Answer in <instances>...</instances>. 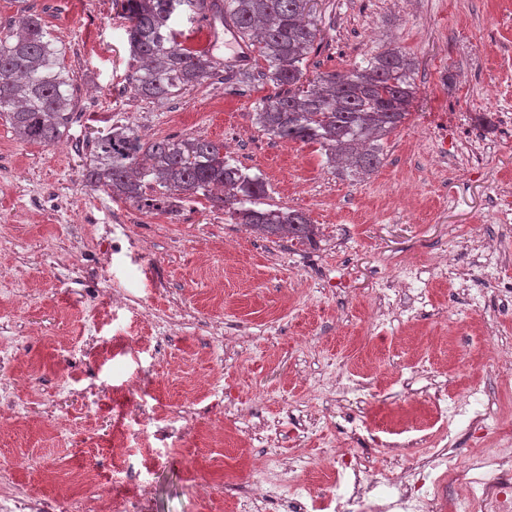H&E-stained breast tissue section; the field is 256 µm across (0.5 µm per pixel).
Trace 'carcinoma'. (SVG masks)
Instances as JSON below:
<instances>
[{
	"label": "carcinoma",
	"instance_id": "obj_1",
	"mask_svg": "<svg viewBox=\"0 0 512 512\" xmlns=\"http://www.w3.org/2000/svg\"><path fill=\"white\" fill-rule=\"evenodd\" d=\"M128 21L129 75L134 92L169 100L204 79L245 82L209 50L182 39L176 21L198 16L209 4L214 24L230 21L239 41L264 61L263 76L281 92L262 99L252 123L283 141L317 144L326 162L355 181L381 163L388 136L405 118L414 87L410 54L393 46L366 56L345 74L307 76L308 56L319 31L306 20V0H116ZM65 46L42 18L23 7L17 20L0 24V118L27 143L53 144L74 122V74ZM312 88L303 90L304 83ZM86 181L112 198L152 211H168L171 198L219 199L230 216L268 237L311 239L315 225L290 208H266V184L224 154V145L202 137L144 143L115 125L96 141Z\"/></svg>",
	"mask_w": 512,
	"mask_h": 512
}]
</instances>
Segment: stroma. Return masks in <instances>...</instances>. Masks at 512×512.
Listing matches in <instances>:
<instances>
[{"mask_svg": "<svg viewBox=\"0 0 512 512\" xmlns=\"http://www.w3.org/2000/svg\"><path fill=\"white\" fill-rule=\"evenodd\" d=\"M66 46L77 120L54 145L26 143L0 120V490L66 496L92 486L71 512H120L141 485L150 512H235L224 483L262 464L264 440L243 443L248 422L281 425L278 452L305 468L328 444L371 460L396 416L429 420L428 394L454 395L448 453L461 464L512 442L481 437L512 419V263L485 247L512 240V0H308L319 35L308 72L346 71L398 45L415 62V90L375 172L352 181L318 146L264 135L250 119L277 89L251 59L238 96L213 80L170 101L138 97L127 21L114 0H29ZM145 142L200 136L268 184V204L316 224L313 241L246 235L223 204L204 197L146 212L89 187L93 141L112 125ZM454 148L456 163L435 153ZM466 279L429 264L434 254ZM405 265L391 290L396 317L367 318L364 301ZM138 307L113 305L116 292ZM99 307L96 332L83 311ZM175 325L163 330L153 315ZM498 326L488 345L480 330ZM147 376L154 430L135 435L125 414L133 379ZM189 414L198 428L175 434ZM359 437H351L352 426ZM129 432V456L113 442ZM106 498H99L98 490Z\"/></svg>", "mask_w": 512, "mask_h": 512, "instance_id": "35a3bbf8", "label": "stroma"}]
</instances>
